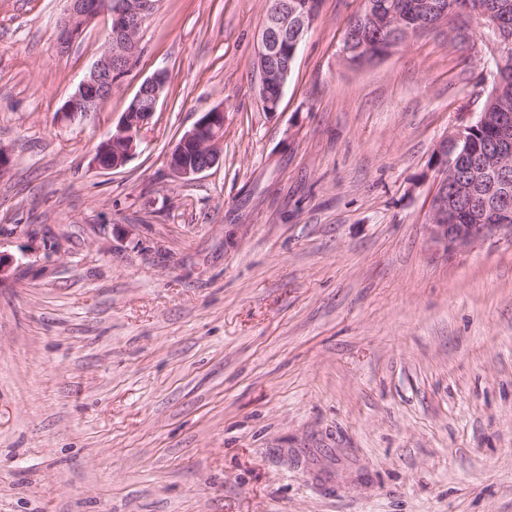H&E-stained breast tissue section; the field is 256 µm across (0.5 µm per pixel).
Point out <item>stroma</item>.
Listing matches in <instances>:
<instances>
[{"instance_id": "1", "label": "stroma", "mask_w": 512, "mask_h": 512, "mask_svg": "<svg viewBox=\"0 0 512 512\" xmlns=\"http://www.w3.org/2000/svg\"><path fill=\"white\" fill-rule=\"evenodd\" d=\"M362 5L323 0L268 113L265 0H158L63 124L104 23L65 52L66 0H0V512H512V244L425 228L491 59L440 31L349 67ZM159 71L136 155L94 168ZM219 105L222 160L175 178Z\"/></svg>"}]
</instances>
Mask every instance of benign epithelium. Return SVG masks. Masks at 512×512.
Here are the masks:
<instances>
[{
    "label": "benign epithelium",
    "mask_w": 512,
    "mask_h": 512,
    "mask_svg": "<svg viewBox=\"0 0 512 512\" xmlns=\"http://www.w3.org/2000/svg\"><path fill=\"white\" fill-rule=\"evenodd\" d=\"M68 8L58 27L57 41L67 50L96 19L103 17L110 22L107 41L100 56L79 81L75 91L65 100L58 112V120L71 124L85 119L99 110L112 97L113 89L129 72L139 51L140 33L144 23L154 12L156 0H67ZM448 11L443 7L439 19L429 24L423 19L407 22L398 14H389L393 29V45L364 42L356 47L346 45L341 57L351 63H368L391 54L396 46H404L436 28L448 29V40L458 36V29L448 24ZM317 15L310 10V3L298 2L286 11L269 13L261 31L255 64L259 73L258 94L268 113L278 111L282 93L291 75L290 63L295 58ZM167 75L157 72L147 78L136 92L141 106L126 110L121 121L95 149L91 164L99 169L114 170L126 164L135 154L143 129L155 114L165 86ZM224 108H214L201 113L192 127L184 132L169 156V166L174 175L188 180L213 168L220 161L224 139ZM499 148L483 157L478 167L466 175L455 169L451 156L463 140L460 133L446 135L437 141L434 154L439 167L427 209L429 240L449 252L464 250L471 245L495 237L512 241V199L500 203L498 224H461L458 222L459 202L471 195L483 181L500 185L503 196L512 193V115L504 112L498 124Z\"/></svg>",
    "instance_id": "1"
}]
</instances>
